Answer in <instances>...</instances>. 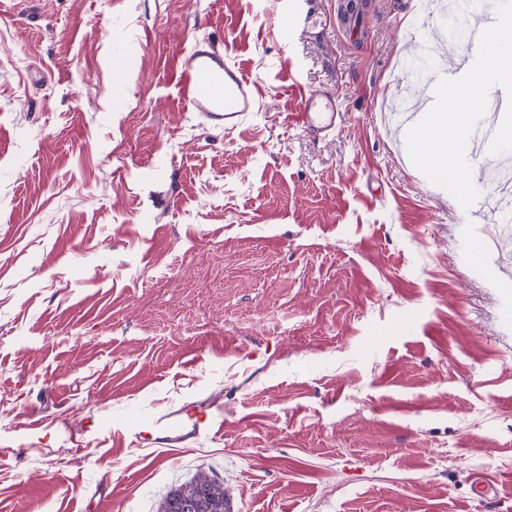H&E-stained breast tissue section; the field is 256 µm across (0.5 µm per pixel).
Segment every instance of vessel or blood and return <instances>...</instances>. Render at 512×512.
Returning a JSON list of instances; mask_svg holds the SVG:
<instances>
[{
    "instance_id": "obj_1",
    "label": "vessel or blood",
    "mask_w": 512,
    "mask_h": 512,
    "mask_svg": "<svg viewBox=\"0 0 512 512\" xmlns=\"http://www.w3.org/2000/svg\"><path fill=\"white\" fill-rule=\"evenodd\" d=\"M176 86L188 109L200 113L211 125L233 129L257 105L258 88L227 54L211 46L196 45L182 54ZM299 122L319 133L335 128L338 113L334 98L303 89L299 92Z\"/></svg>"
}]
</instances>
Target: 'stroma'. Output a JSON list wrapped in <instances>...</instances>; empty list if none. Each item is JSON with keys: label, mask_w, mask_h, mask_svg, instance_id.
Wrapping results in <instances>:
<instances>
[{"label": "stroma", "mask_w": 512, "mask_h": 512, "mask_svg": "<svg viewBox=\"0 0 512 512\" xmlns=\"http://www.w3.org/2000/svg\"><path fill=\"white\" fill-rule=\"evenodd\" d=\"M343 3L0 11V512H156L200 471L233 512H512V213L393 133L444 27ZM208 42L258 85L234 129L177 96ZM300 112L298 121L315 133L334 129L339 113L336 100L328 95H321L307 89H300Z\"/></svg>", "instance_id": "obj_1"}]
</instances>
